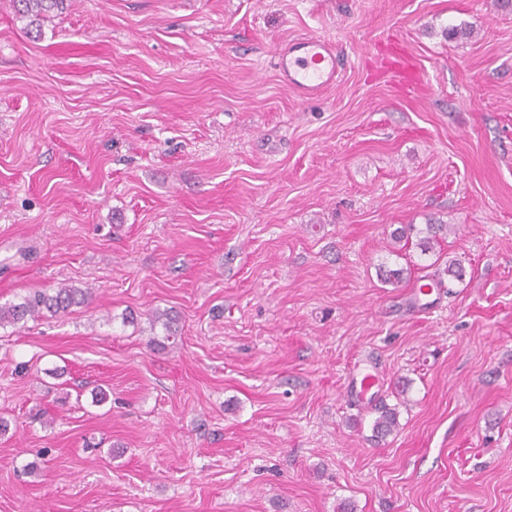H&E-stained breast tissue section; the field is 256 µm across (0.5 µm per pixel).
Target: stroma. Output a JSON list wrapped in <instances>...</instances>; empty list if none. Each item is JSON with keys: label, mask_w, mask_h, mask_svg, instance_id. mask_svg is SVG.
<instances>
[{"label": "stroma", "mask_w": 512, "mask_h": 512, "mask_svg": "<svg viewBox=\"0 0 512 512\" xmlns=\"http://www.w3.org/2000/svg\"><path fill=\"white\" fill-rule=\"evenodd\" d=\"M301 36L340 63L311 100ZM63 283L0 327V512H512V10L70 0L36 39L0 0V306ZM276 67L287 89L311 97L336 81L339 62L329 41L304 37L278 50ZM384 67L397 88L415 92L423 90L418 66L397 41L396 50L385 60ZM91 296L90 289L63 284L52 293L34 291L16 304L0 306V326L16 325L28 320L37 321L45 317L68 312L72 306L84 304ZM377 413L373 421L372 430L377 438H385L396 431L398 427L397 412L395 408L387 405L374 409Z\"/></svg>", "instance_id": "obj_1"}]
</instances>
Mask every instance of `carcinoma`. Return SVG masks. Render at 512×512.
<instances>
[{
	"instance_id": "1",
	"label": "carcinoma",
	"mask_w": 512,
	"mask_h": 512,
	"mask_svg": "<svg viewBox=\"0 0 512 512\" xmlns=\"http://www.w3.org/2000/svg\"><path fill=\"white\" fill-rule=\"evenodd\" d=\"M17 15L28 20L27 30L41 33V21L47 15L64 9L67 0H12ZM426 236L420 240L422 252L426 253L433 248L439 237L452 232V227L441 222L430 221L426 224ZM91 296L90 289L79 288L74 285L63 284L54 291H34L22 298L16 304L0 306V326L5 324L16 325L28 320L37 321L45 315H59L68 312L76 305L88 301ZM152 325H161L168 339L177 335L176 319L166 311L151 314ZM377 416L373 421L372 430L377 438H385L396 431L398 427L397 412L386 405L376 409Z\"/></svg>"
}]
</instances>
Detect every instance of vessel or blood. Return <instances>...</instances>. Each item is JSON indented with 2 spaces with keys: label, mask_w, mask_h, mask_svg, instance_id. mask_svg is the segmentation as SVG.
Returning a JSON list of instances; mask_svg holds the SVG:
<instances>
[{
  "label": "vessel or blood",
  "mask_w": 512,
  "mask_h": 512,
  "mask_svg": "<svg viewBox=\"0 0 512 512\" xmlns=\"http://www.w3.org/2000/svg\"><path fill=\"white\" fill-rule=\"evenodd\" d=\"M276 67L287 89L299 96L311 97L335 82L339 62L329 41L304 37L289 41L278 50ZM384 67L397 88L422 91L420 70L403 48H396L385 60Z\"/></svg>",
  "instance_id": "b4317fda"
}]
</instances>
